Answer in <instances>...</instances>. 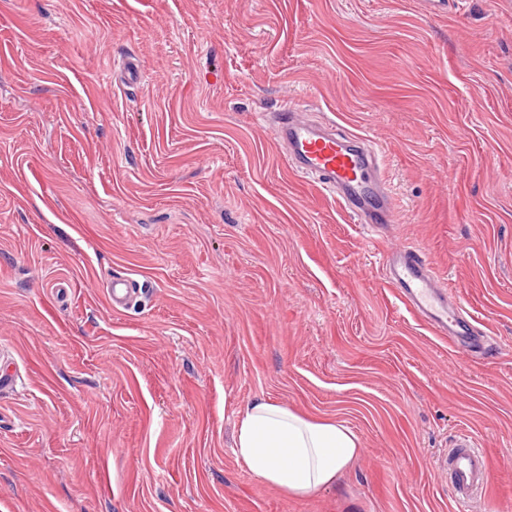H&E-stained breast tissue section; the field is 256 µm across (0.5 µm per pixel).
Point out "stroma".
I'll return each instance as SVG.
<instances>
[{
    "label": "stroma",
    "instance_id": "35a3bbf8",
    "mask_svg": "<svg viewBox=\"0 0 512 512\" xmlns=\"http://www.w3.org/2000/svg\"><path fill=\"white\" fill-rule=\"evenodd\" d=\"M288 100L381 152L398 223L286 168ZM405 244L490 354L406 310ZM1 364L0 512H463V431L475 512H512V0H0ZM257 397L341 417L358 461L281 494L233 451ZM136 281L129 277H114L106 286L107 296L115 308H128ZM438 464L448 474L458 500L472 501L482 496L488 483L489 461L469 433H459Z\"/></svg>",
    "mask_w": 512,
    "mask_h": 512
}]
</instances>
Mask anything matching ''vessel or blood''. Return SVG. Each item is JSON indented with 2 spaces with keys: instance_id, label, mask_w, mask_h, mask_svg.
<instances>
[{
  "instance_id": "obj_1",
  "label": "vessel or blood",
  "mask_w": 512,
  "mask_h": 512,
  "mask_svg": "<svg viewBox=\"0 0 512 512\" xmlns=\"http://www.w3.org/2000/svg\"><path fill=\"white\" fill-rule=\"evenodd\" d=\"M310 112L305 105H286L268 121L291 172L317 182L320 189L335 196L355 223L369 231L397 223L394 197L378 153L365 138L322 129L311 121ZM383 268L386 283L411 314L468 354L484 350L486 336L436 274L423 251L411 247L389 250L383 255ZM134 288L131 278H113L107 285L112 306H130ZM439 467L447 473L458 500L481 497L488 483L489 461L469 433L456 436Z\"/></svg>"
}]
</instances>
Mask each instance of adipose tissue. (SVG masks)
Returning a JSON list of instances; mask_svg holds the SVG:
<instances>
[{
    "label": "adipose tissue",
    "instance_id": "1",
    "mask_svg": "<svg viewBox=\"0 0 512 512\" xmlns=\"http://www.w3.org/2000/svg\"><path fill=\"white\" fill-rule=\"evenodd\" d=\"M234 448L251 473L295 498L335 485L360 454L358 436L341 418H305L263 397L240 412Z\"/></svg>",
    "mask_w": 512,
    "mask_h": 512
}]
</instances>
